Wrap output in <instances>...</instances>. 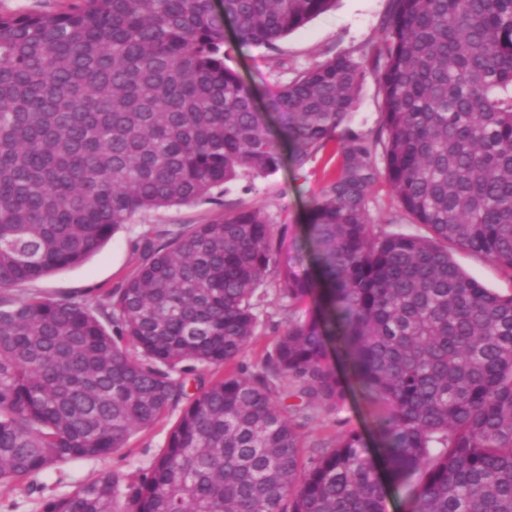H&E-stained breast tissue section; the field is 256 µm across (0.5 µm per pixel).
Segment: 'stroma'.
Wrapping results in <instances>:
<instances>
[{
	"label": "stroma",
	"mask_w": 512,
	"mask_h": 512,
	"mask_svg": "<svg viewBox=\"0 0 512 512\" xmlns=\"http://www.w3.org/2000/svg\"><path fill=\"white\" fill-rule=\"evenodd\" d=\"M388 5L389 0H336L330 10L282 38L274 47L248 46L232 50L227 64L252 89L259 112L267 120H274L275 94L298 71L340 54L356 58L369 54L382 35ZM322 166V159L317 158L306 170L298 171L287 161L273 175L226 184L214 192L211 200L140 213L83 264L19 287L18 292L57 298L93 297L100 290L115 287L134 272L139 263L134 244L141 231L153 225L179 230L204 224L220 218L228 207L265 208L274 227L286 231L281 248L283 256L294 257L299 270L310 269L307 213L319 188ZM452 256L486 288L504 295L512 293V280L505 278L492 262L460 250L453 251ZM284 306V301L275 294H268L256 336L240 362L247 372L260 369L265 352L272 349L287 330ZM330 363L347 379V398L340 410L327 408L314 413L307 421L303 433L309 447L329 443L336 435L350 429L358 430L368 439L373 436V410L345 367L342 355L331 354ZM171 426V421L166 420L151 429L136 432L126 448L104 458L77 461L49 471L25 489L0 488V512H42V505L50 496L69 492L78 483L104 471H117L133 478L147 473L152 459L163 450Z\"/></svg>",
	"instance_id": "1"
}]
</instances>
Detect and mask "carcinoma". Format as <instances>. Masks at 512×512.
<instances>
[{
  "label": "carcinoma",
  "mask_w": 512,
  "mask_h": 512,
  "mask_svg": "<svg viewBox=\"0 0 512 512\" xmlns=\"http://www.w3.org/2000/svg\"><path fill=\"white\" fill-rule=\"evenodd\" d=\"M335 0H73L0 15V487L102 458L181 413L148 474L103 472L43 512H512V0H389L370 56L337 55L277 93L279 136L225 64L273 46ZM374 134L351 127L368 75ZM297 169L336 168L308 212L311 271L281 257L261 207L136 241L140 263L95 305L14 288L80 264L139 213ZM385 184L416 233L372 214ZM288 329L260 370L238 363L267 289ZM319 292V306L304 303ZM374 409L305 457L302 421L347 387ZM231 368L190 396L185 376ZM299 404L291 410L284 399ZM452 256L464 271L475 277L486 288L504 295L512 292V282L505 278L492 262L460 250L453 251Z\"/></svg>",
  "instance_id": "1"
}]
</instances>
